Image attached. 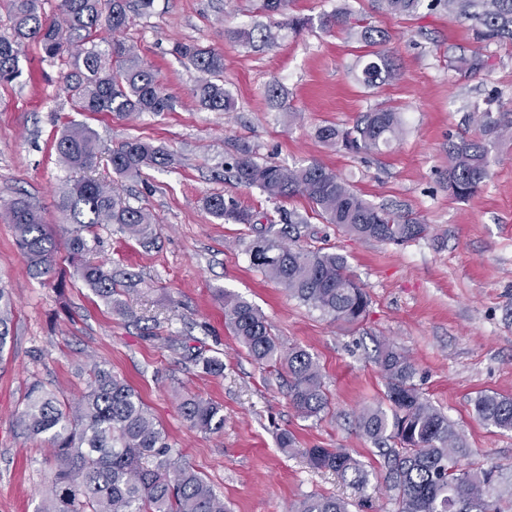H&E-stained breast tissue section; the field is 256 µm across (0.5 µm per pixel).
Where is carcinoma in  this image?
Segmentation results:
<instances>
[{"label":"carcinoma","mask_w":512,"mask_h":512,"mask_svg":"<svg viewBox=\"0 0 512 512\" xmlns=\"http://www.w3.org/2000/svg\"><path fill=\"white\" fill-rule=\"evenodd\" d=\"M44 0H7V31L0 33V84L21 75L20 56L30 42L50 60L70 56L65 88L81 112H111L121 118L145 112H167L170 98L163 93L154 70L134 48L119 39L107 41L127 27L130 14L151 13L154 0H60L59 15L49 21ZM421 0H372L375 10L390 18L410 16ZM448 14L474 22L479 44L462 66L480 72L488 66L482 46L512 42V0H433ZM356 20L345 11L319 17L325 31H354ZM355 35L369 47L355 80L375 87L397 79L393 58L383 49L387 31L364 26ZM175 52L201 74L195 88L200 104L212 112H228L232 99L224 90V57L192 44ZM406 131L402 114L392 107L362 113L350 128L324 125L318 139L353 154L379 151ZM62 166L72 177L64 182L57 207L74 225L65 242L66 260L77 277L106 299L117 293L112 268L93 262L89 236L98 224H117L143 243L152 218L110 185L90 176L101 158L96 133L83 124L66 127L55 142ZM112 170L137 177L145 167H166L170 156L140 138L112 148ZM231 171L238 185L257 188L268 198L307 199L329 224L342 233L384 243L413 240L427 225L409 213L377 207L334 171L319 163L289 168L258 162L244 153ZM489 175L487 145L461 137L448 140V192L456 198L475 193ZM206 209L214 218L234 224H254L256 214L231 197L213 194ZM16 245L25 255L29 274H48L56 263L57 243L40 212L17 198L5 205ZM285 230L261 236L250 246L251 260L266 277L292 297L319 310L334 322L363 321L370 301L351 275L347 259L336 252L312 250L288 243V229L299 223L295 214L282 215ZM12 303L0 289V353L10 337ZM224 321L236 341L261 364L288 368L289 399L304 418H318L328 408V396L318 361L306 350L286 347L272 334L264 314L244 297L224 292ZM192 360L208 373L224 371V362L201 353ZM376 363L386 379L384 403L366 406L358 415L363 434L382 449L384 481L394 493L395 512H512V482L498 467L460 460L471 455L457 429L413 383L411 358L390 344L380 347ZM476 417L484 424L512 432V397L480 393L473 399ZM179 410L189 427L204 433L224 428L221 405L198 396L182 397ZM19 423L28 433L44 436L54 450L56 469L43 493L41 512H228L206 479L192 466L172 458L160 423L138 392L109 369L93 364L86 388L69 399L42 385L29 386ZM309 464L331 470L362 491L368 473L344 448H307ZM292 512H349L339 498L311 494Z\"/></svg>","instance_id":"obj_1"}]
</instances>
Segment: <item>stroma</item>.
Here are the masks:
<instances>
[{
	"mask_svg": "<svg viewBox=\"0 0 512 512\" xmlns=\"http://www.w3.org/2000/svg\"><path fill=\"white\" fill-rule=\"evenodd\" d=\"M339 7L388 31L398 80L377 88L354 80L364 53L356 35L317 24ZM292 16L308 18V26L290 29ZM258 23L270 29L263 47L230 35ZM120 37L156 70L172 111L134 119L77 111L61 81L67 61L44 59L33 43L20 58L21 76L0 84V199H27L64 241L69 226L57 200L66 173L54 142L65 126L81 123L105 152L94 178L117 185L153 218L146 244L114 224L95 229L91 258L111 264L120 281L121 317L73 277L67 261L51 278H31L0 217V289L14 307L11 339L0 353V512H39L55 467L47 439L29 437L17 423L29 385L74 397L95 363L139 392L164 427L172 457L199 471L228 512H286L314 493L350 502L351 512H394L375 448L357 425L362 407L384 398L375 355L385 340L410 356L414 384L476 461L511 472L512 432L480 422L473 400L480 393L512 397V136L484 134L463 117L489 111L512 122V44H489L487 69L462 70L456 57L476 47L471 21L425 4L413 16L389 19L369 0H291L274 22L261 0H154L151 14L131 15ZM181 43L223 55L232 111L201 106L199 74L175 52ZM275 83L284 90L276 106L267 96ZM387 105L403 113L407 132L382 152L360 157L316 137L319 126L348 128L362 112ZM461 136L482 140L490 158L489 178L465 200L448 193L446 147ZM135 137L171 154V165L134 178L115 174L108 150ZM244 149L292 168L320 163L367 200L412 213L428 229L402 244L345 235L304 198L272 202L226 179L225 162ZM215 193L258 212L261 223L217 221L203 206ZM284 210L303 219L296 228L301 245L346 256L371 301L361 324L331 322L252 265L250 244ZM227 291L255 304L284 345L316 358L330 400L325 414L302 418L288 398L286 368L255 362L235 341L224 323ZM188 346L223 360V373H206L187 357ZM181 393L219 403L223 430L190 428L178 410ZM284 432L296 452L281 449ZM315 446L344 448L363 462L364 491L310 468L302 451Z\"/></svg>",
	"mask_w": 512,
	"mask_h": 512,
	"instance_id": "35a3bbf8",
	"label": "stroma"
}]
</instances>
